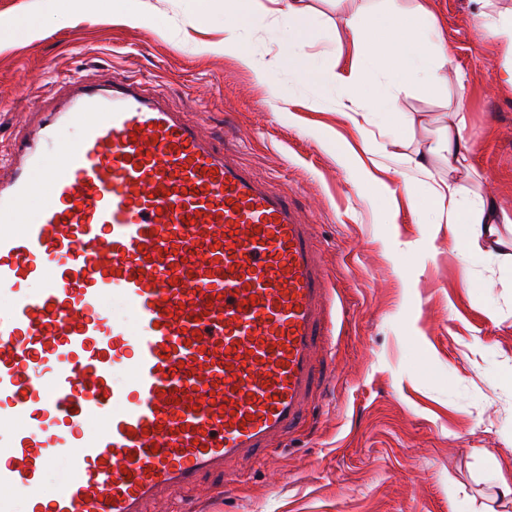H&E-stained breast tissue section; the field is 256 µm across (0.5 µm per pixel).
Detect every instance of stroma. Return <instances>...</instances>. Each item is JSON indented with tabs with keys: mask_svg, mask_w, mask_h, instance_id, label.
Returning a JSON list of instances; mask_svg holds the SVG:
<instances>
[{
	"mask_svg": "<svg viewBox=\"0 0 512 512\" xmlns=\"http://www.w3.org/2000/svg\"><path fill=\"white\" fill-rule=\"evenodd\" d=\"M72 0H0V19L41 32L0 49V146L49 98L61 78L98 68L144 78L204 132L229 129L238 161L298 200L335 283L336 372L311 427L290 447L237 468L234 490L215 478L155 503L150 512H479L498 475H512V274L493 244L476 264L455 248V228L431 223L427 192L398 191L395 163L374 175L363 160L376 143L426 148L447 92L412 83L400 94L413 123L370 120L355 129L343 104L298 66L330 75L351 46L340 18L356 0H306L312 38L291 60L275 0H257L243 36L245 66L222 48L225 0H136L167 28L116 19ZM455 64L468 81L467 133L475 143L476 189L512 211V87L505 61L478 35L471 0H434ZM72 9L70 26L56 11ZM215 14L203 22V11ZM270 69L274 85L256 71Z\"/></svg>",
	"mask_w": 512,
	"mask_h": 512,
	"instance_id": "35a3bbf8",
	"label": "stroma"
}]
</instances>
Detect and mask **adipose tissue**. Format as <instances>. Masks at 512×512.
Masks as SVG:
<instances>
[{
  "label": "adipose tissue",
  "instance_id": "ef3b65f1",
  "mask_svg": "<svg viewBox=\"0 0 512 512\" xmlns=\"http://www.w3.org/2000/svg\"><path fill=\"white\" fill-rule=\"evenodd\" d=\"M224 50L249 63L250 54L242 39V27L253 11V0H226ZM481 36L491 41L501 55L512 61V15L488 11V0H475ZM352 46L347 62L337 63L326 82L336 92L353 91L359 69L384 71L399 84L427 82L440 88L455 83L457 97L442 115L444 135L423 150L399 154L409 171L402 184L412 193L417 177L430 179L434 159L448 168L446 180L429 187L430 207L438 218L466 227V242L460 250L465 262L484 252V243L500 239L501 226L512 224V215L490 196L473 192L468 182L475 169L471 164L474 146L464 134L467 78L457 71L442 34L432 0H363L356 11L340 19Z\"/></svg>",
  "mask_w": 512,
  "mask_h": 512
}]
</instances>
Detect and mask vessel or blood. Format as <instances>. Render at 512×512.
Here are the masks:
<instances>
[{"mask_svg":"<svg viewBox=\"0 0 512 512\" xmlns=\"http://www.w3.org/2000/svg\"><path fill=\"white\" fill-rule=\"evenodd\" d=\"M73 124L44 167V145ZM234 149L107 69L62 78L16 131L0 178V490L24 489L27 512H147L208 476L229 488L317 406L330 276L291 194ZM108 298L134 327L109 322ZM92 417L103 428L87 430Z\"/></svg>","mask_w":512,"mask_h":512,"instance_id":"vessel-or-blood-1","label":"vessel or blood"}]
</instances>
